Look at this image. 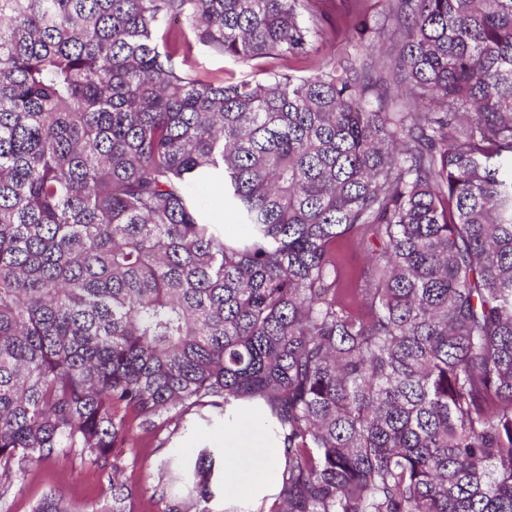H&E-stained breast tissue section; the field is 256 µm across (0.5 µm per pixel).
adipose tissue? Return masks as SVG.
<instances>
[{"label":"adipose tissue","mask_w":512,"mask_h":512,"mask_svg":"<svg viewBox=\"0 0 512 512\" xmlns=\"http://www.w3.org/2000/svg\"><path fill=\"white\" fill-rule=\"evenodd\" d=\"M253 414L238 412L233 424L224 429V488L258 507L263 498L272 496L276 488L281 452L267 446L264 455L255 457V467L250 474L242 472V456L248 446L247 433L256 427Z\"/></svg>","instance_id":"obj_1"}]
</instances>
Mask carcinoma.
<instances>
[{"mask_svg": "<svg viewBox=\"0 0 512 512\" xmlns=\"http://www.w3.org/2000/svg\"><path fill=\"white\" fill-rule=\"evenodd\" d=\"M386 8L376 67L210 81L194 46L296 57L324 20L0 0L1 509L62 455L105 488L88 512H240L214 507L207 443L125 475L132 426L160 450L250 404L283 449L257 512H512V0ZM211 182L246 236L206 218Z\"/></svg>", "mask_w": 512, "mask_h": 512, "instance_id": "carcinoma-1", "label": "carcinoma"}]
</instances>
